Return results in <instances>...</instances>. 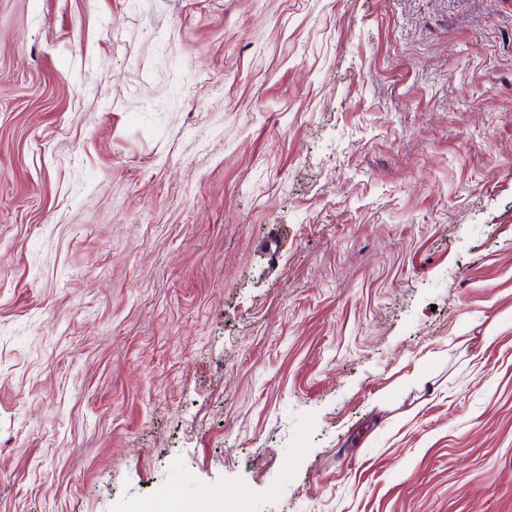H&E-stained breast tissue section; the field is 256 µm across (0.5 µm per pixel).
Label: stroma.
Listing matches in <instances>:
<instances>
[{
  "instance_id": "1",
  "label": "stroma",
  "mask_w": 512,
  "mask_h": 512,
  "mask_svg": "<svg viewBox=\"0 0 512 512\" xmlns=\"http://www.w3.org/2000/svg\"><path fill=\"white\" fill-rule=\"evenodd\" d=\"M244 496L512 512V0H0V512Z\"/></svg>"
}]
</instances>
